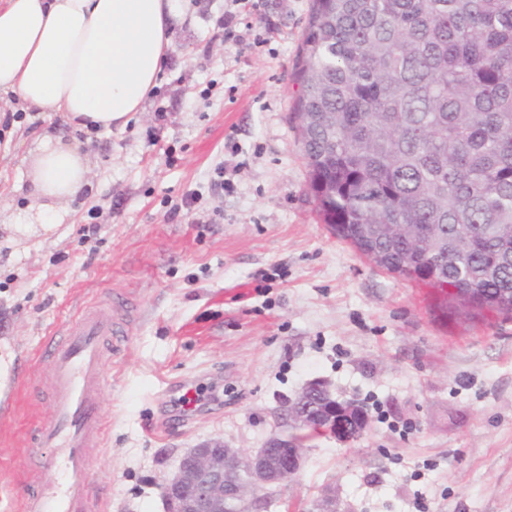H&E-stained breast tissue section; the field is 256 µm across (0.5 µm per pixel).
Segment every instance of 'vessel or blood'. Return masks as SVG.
<instances>
[{"label": "vessel or blood", "instance_id": "obj_1", "mask_svg": "<svg viewBox=\"0 0 512 512\" xmlns=\"http://www.w3.org/2000/svg\"><path fill=\"white\" fill-rule=\"evenodd\" d=\"M121 297L87 309L77 319L53 329L37 351L53 381V414L39 424L40 444L56 449L60 473L56 485H32L21 512H94L96 498L88 480L90 450L103 432L101 391L107 345H120L128 329L115 317Z\"/></svg>", "mask_w": 512, "mask_h": 512}]
</instances>
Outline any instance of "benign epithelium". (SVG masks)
I'll return each instance as SVG.
<instances>
[{"instance_id": "obj_1", "label": "benign epithelium", "mask_w": 512, "mask_h": 512, "mask_svg": "<svg viewBox=\"0 0 512 512\" xmlns=\"http://www.w3.org/2000/svg\"><path fill=\"white\" fill-rule=\"evenodd\" d=\"M354 403L340 401L329 386L317 382L288 401L283 416L295 430H311L351 441ZM304 462V445L293 436L274 435L254 451L229 448L211 440L186 451L176 470L161 484L165 512H251L267 492L296 474Z\"/></svg>"}]
</instances>
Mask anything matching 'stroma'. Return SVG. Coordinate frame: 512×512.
<instances>
[{
	"instance_id": "1",
	"label": "stroma",
	"mask_w": 512,
	"mask_h": 512,
	"mask_svg": "<svg viewBox=\"0 0 512 512\" xmlns=\"http://www.w3.org/2000/svg\"><path fill=\"white\" fill-rule=\"evenodd\" d=\"M188 4L124 129L90 138L32 112L0 125L4 224L30 203L11 184L36 134L91 142V187L50 237L0 231V510L59 481L34 440L51 414L39 344L119 292L131 325L106 358L97 512H163L188 449L263 447L317 381L367 427L308 442L264 512H512V318L443 315L434 289L375 267L317 209L295 108L313 0Z\"/></svg>"
}]
</instances>
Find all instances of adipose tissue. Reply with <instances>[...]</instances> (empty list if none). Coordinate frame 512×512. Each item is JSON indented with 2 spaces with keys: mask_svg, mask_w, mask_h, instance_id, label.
Returning <instances> with one entry per match:
<instances>
[{
  "mask_svg": "<svg viewBox=\"0 0 512 512\" xmlns=\"http://www.w3.org/2000/svg\"><path fill=\"white\" fill-rule=\"evenodd\" d=\"M184 16L176 0H0V100L62 113L89 133L123 129L144 111ZM90 172L80 144L38 137L25 181L13 186L36 203L12 226L53 233Z\"/></svg>",
  "mask_w": 512,
  "mask_h": 512,
  "instance_id": "ef3b65f1",
  "label": "adipose tissue"
}]
</instances>
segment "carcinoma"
Listing matches in <instances>:
<instances>
[{"mask_svg":"<svg viewBox=\"0 0 512 512\" xmlns=\"http://www.w3.org/2000/svg\"><path fill=\"white\" fill-rule=\"evenodd\" d=\"M298 82L325 223L443 313L512 317V0H314Z\"/></svg>","mask_w":512,"mask_h":512,"instance_id":"1","label":"carcinoma"}]
</instances>
